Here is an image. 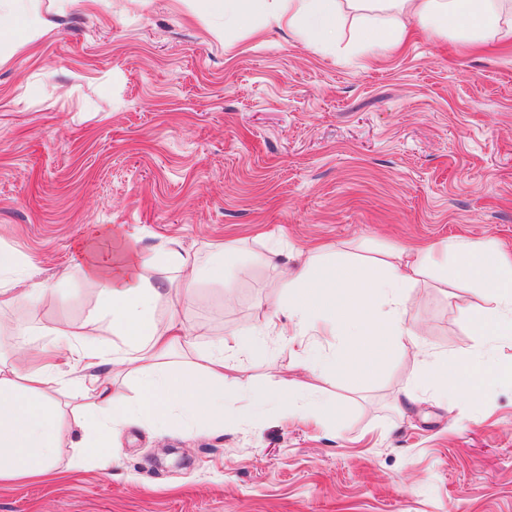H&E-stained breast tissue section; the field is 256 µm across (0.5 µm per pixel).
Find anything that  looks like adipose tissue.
Here are the masks:
<instances>
[{"mask_svg": "<svg viewBox=\"0 0 512 512\" xmlns=\"http://www.w3.org/2000/svg\"><path fill=\"white\" fill-rule=\"evenodd\" d=\"M212 14H231L244 23L260 19L288 27L322 48L342 36L345 16L356 22L355 43L362 52L382 56L393 51L417 29L453 30L457 39L481 43L487 33L512 42V0H204ZM39 20L29 18L26 0H0V38L36 41ZM233 245L217 250L206 266L175 249L152 258L137 252L101 256L82 253L78 270L98 288L102 315L86 320L77 332L55 330L52 349L66 355L78 395L87 409L81 414L85 438L74 445L71 466L88 461L112 466V438L123 426L137 422L163 432L171 429L236 427L238 415L228 403L248 400L254 410L284 405L300 417L339 420L343 405L333 399L297 403L290 389L272 390L229 379L230 360L253 355L268 336L290 331L292 347L304 368L334 372L357 382L374 374L387 356L406 346L424 358L410 379L414 389L429 388L443 401L481 402L483 357L494 347L512 344V255L490 242L448 239L440 245L398 246L385 258L357 262L340 249L319 244L306 253L302 265L280 280L282 294L262 304L259 323L225 332L211 351L193 361L194 346L177 314L158 321L154 309L163 291L145 276L150 265L175 267L180 277L169 290L178 303L194 299L200 281L224 280V261ZM16 254L0 249V308L17 313L39 305L45 285L18 278ZM448 279L472 289L479 304L468 318L477 345L452 362L430 351L410 324L403 308L408 290L422 279ZM108 320L122 346L113 359L86 350L101 320ZM319 334L344 337L341 354L325 356L311 344ZM188 362L176 361L177 353ZM126 370L139 379L140 393L129 399L111 374L98 373L104 364ZM57 373L32 369L15 359L0 358V484L22 483L52 471L62 448L60 411L50 395Z\"/></svg>", "mask_w": 512, "mask_h": 512, "instance_id": "adipose-tissue-1", "label": "adipose tissue"}]
</instances>
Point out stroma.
<instances>
[{
	"mask_svg": "<svg viewBox=\"0 0 512 512\" xmlns=\"http://www.w3.org/2000/svg\"><path fill=\"white\" fill-rule=\"evenodd\" d=\"M33 5L42 36L0 41V248L50 291L24 320L0 311L1 354L21 330L38 348L95 312L96 286L75 269L89 245L177 248L204 265L237 241L223 284L157 303L200 351L257 323L280 269L315 241L365 256L451 238L512 251V44L420 31L376 58L349 28L326 53L199 0ZM475 302L426 280L405 317L453 357L476 341ZM416 365L398 349L352 383L303 370L271 337L232 376L302 381L344 405L340 425L275 411L224 432L131 424L110 469L0 485V512H512V382L490 381L478 408L430 391L407 403Z\"/></svg>",
	"mask_w": 512,
	"mask_h": 512,
	"instance_id": "stroma-1",
	"label": "stroma"
}]
</instances>
